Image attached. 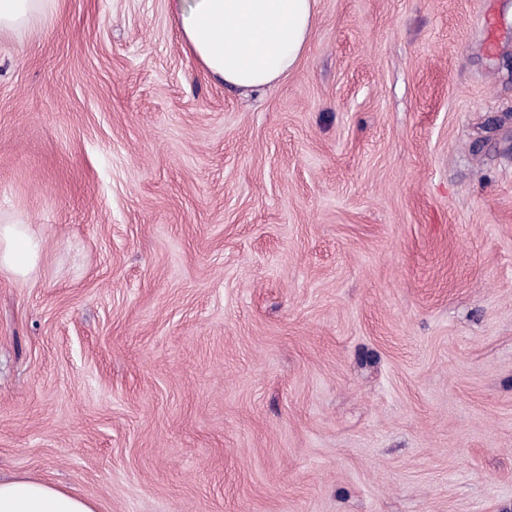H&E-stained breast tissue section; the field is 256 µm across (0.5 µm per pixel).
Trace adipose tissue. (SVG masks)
I'll use <instances>...</instances> for the list:
<instances>
[{
    "label": "adipose tissue",
    "instance_id": "adipose-tissue-1",
    "mask_svg": "<svg viewBox=\"0 0 512 512\" xmlns=\"http://www.w3.org/2000/svg\"><path fill=\"white\" fill-rule=\"evenodd\" d=\"M46 0H0V36L33 24ZM183 41L205 72L245 92L292 72L315 24L316 0H168ZM39 243L29 224L0 225V269L27 278ZM0 512H97L94 501L45 481L0 479Z\"/></svg>",
    "mask_w": 512,
    "mask_h": 512
}]
</instances>
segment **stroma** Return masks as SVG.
Here are the masks:
<instances>
[{
  "instance_id": "1",
  "label": "stroma",
  "mask_w": 512,
  "mask_h": 512,
  "mask_svg": "<svg viewBox=\"0 0 512 512\" xmlns=\"http://www.w3.org/2000/svg\"><path fill=\"white\" fill-rule=\"evenodd\" d=\"M1 224V477L512 512V0H317L248 96L168 0H54L0 38ZM39 243L30 224L0 225V269L27 278L37 267Z\"/></svg>"
}]
</instances>
